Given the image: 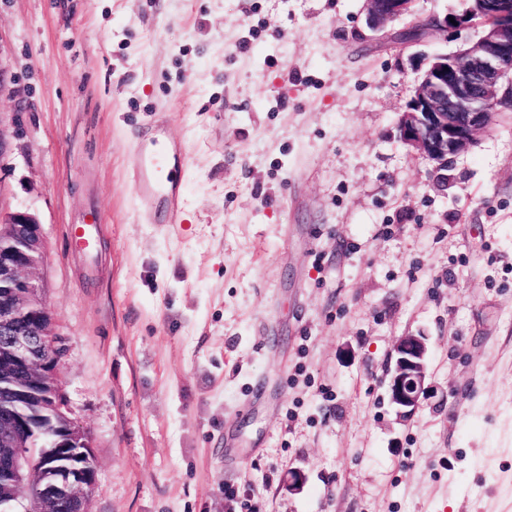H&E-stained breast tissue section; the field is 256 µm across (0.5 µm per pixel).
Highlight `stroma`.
I'll use <instances>...</instances> for the list:
<instances>
[{"label":"stroma","mask_w":512,"mask_h":512,"mask_svg":"<svg viewBox=\"0 0 512 512\" xmlns=\"http://www.w3.org/2000/svg\"><path fill=\"white\" fill-rule=\"evenodd\" d=\"M470 6L0 0V211L42 225L87 512H512V112L439 172L398 130L481 30L402 35ZM155 122L187 155L172 232L130 165ZM418 330L437 394L401 422ZM368 23L374 29H381L397 18L411 14L415 0H365ZM394 363L390 367L389 399L396 416L410 419L424 401L432 398L429 382V338L423 332L399 337L393 346Z\"/></svg>","instance_id":"35a3bbf8"}]
</instances>
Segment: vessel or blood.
I'll return each instance as SVG.
<instances>
[{"label":"vessel or blood","instance_id":"vessel-or-blood-1","mask_svg":"<svg viewBox=\"0 0 512 512\" xmlns=\"http://www.w3.org/2000/svg\"><path fill=\"white\" fill-rule=\"evenodd\" d=\"M152 145L135 154L136 190L146 215H163L166 225L176 224L182 203L178 175L184 161L169 143L152 137Z\"/></svg>","mask_w":512,"mask_h":512}]
</instances>
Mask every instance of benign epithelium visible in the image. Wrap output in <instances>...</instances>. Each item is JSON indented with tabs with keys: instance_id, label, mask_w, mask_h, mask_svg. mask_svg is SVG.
<instances>
[{
	"instance_id": "7a95c632",
	"label": "benign epithelium",
	"mask_w": 512,
	"mask_h": 512,
	"mask_svg": "<svg viewBox=\"0 0 512 512\" xmlns=\"http://www.w3.org/2000/svg\"><path fill=\"white\" fill-rule=\"evenodd\" d=\"M368 23L381 29L412 13L415 0H365ZM478 21L482 35L453 54L437 55L415 87L402 113V141L420 155L448 168L466 151L501 107L512 108V0H472L467 16H432L413 29L446 31L453 24ZM45 256L42 227L26 211L0 214V487H22L32 479L34 459L28 449L42 435L64 424L66 440L52 442L69 463L50 470L31 512H56L67 503L85 512V488L96 469L86 460L91 447L82 427L62 409L54 363L47 353L52 314L41 297L36 271ZM389 399L396 416L406 421L432 398L429 382V336L399 337L393 346Z\"/></svg>"
}]
</instances>
